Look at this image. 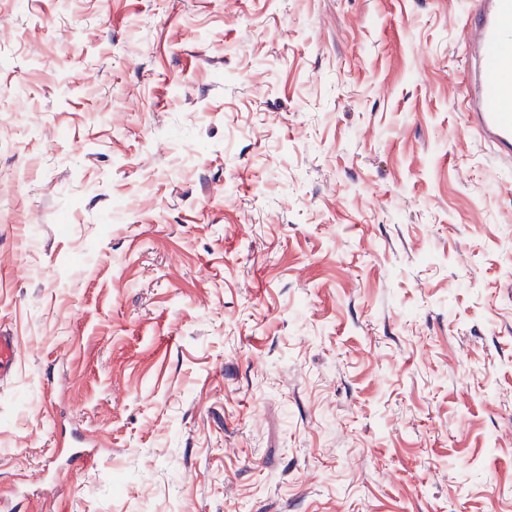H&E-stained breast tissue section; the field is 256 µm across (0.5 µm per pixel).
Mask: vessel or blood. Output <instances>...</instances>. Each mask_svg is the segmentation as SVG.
Instances as JSON below:
<instances>
[{"instance_id":"1","label":"vessel or blood","mask_w":512,"mask_h":512,"mask_svg":"<svg viewBox=\"0 0 512 512\" xmlns=\"http://www.w3.org/2000/svg\"><path fill=\"white\" fill-rule=\"evenodd\" d=\"M465 38L474 75L459 97L466 122L512 161V0H470ZM17 340L0 334V379L13 373Z\"/></svg>"}]
</instances>
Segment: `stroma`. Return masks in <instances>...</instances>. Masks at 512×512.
Wrapping results in <instances>:
<instances>
[{
	"instance_id": "35a3bbf8",
	"label": "stroma",
	"mask_w": 512,
	"mask_h": 512,
	"mask_svg": "<svg viewBox=\"0 0 512 512\" xmlns=\"http://www.w3.org/2000/svg\"><path fill=\"white\" fill-rule=\"evenodd\" d=\"M467 7L0 0V512H512ZM17 340L9 334H0V379L13 373L16 365Z\"/></svg>"
}]
</instances>
